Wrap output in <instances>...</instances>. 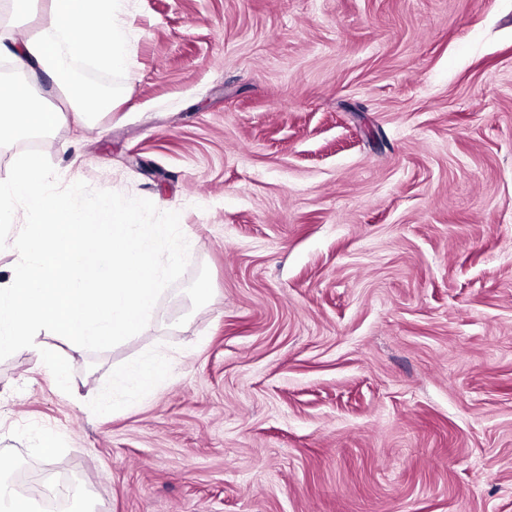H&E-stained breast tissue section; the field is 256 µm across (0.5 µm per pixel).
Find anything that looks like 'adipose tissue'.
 <instances>
[{
    "label": "adipose tissue",
    "mask_w": 512,
    "mask_h": 512,
    "mask_svg": "<svg viewBox=\"0 0 512 512\" xmlns=\"http://www.w3.org/2000/svg\"><path fill=\"white\" fill-rule=\"evenodd\" d=\"M126 0H49L52 24L24 41H14L10 31L0 26V51L9 53L21 78L0 80V140L20 131L48 132L62 120L55 108L33 100L34 87L30 74L42 71L53 85L62 90L78 120L91 112L111 107L96 88L76 80L72 65L93 59L112 70H123L127 64L131 29L119 24L118 18ZM89 24L96 25L100 35L96 41L79 39V32Z\"/></svg>",
    "instance_id": "ef3b65f1"
}]
</instances>
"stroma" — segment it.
Instances as JSON below:
<instances>
[{
	"instance_id": "stroma-1",
	"label": "stroma",
	"mask_w": 512,
	"mask_h": 512,
	"mask_svg": "<svg viewBox=\"0 0 512 512\" xmlns=\"http://www.w3.org/2000/svg\"><path fill=\"white\" fill-rule=\"evenodd\" d=\"M112 111L0 141L180 214L149 328L0 360V477L96 512H512V0H127ZM206 288L197 297V288ZM165 360L156 388L116 375ZM51 438L56 452L38 449ZM27 483L33 495L41 500L43 511L46 512H67L70 509L72 499L79 502L85 497L86 487L79 485L70 490L74 484L63 479L43 478L38 474H29L26 476Z\"/></svg>"
}]
</instances>
